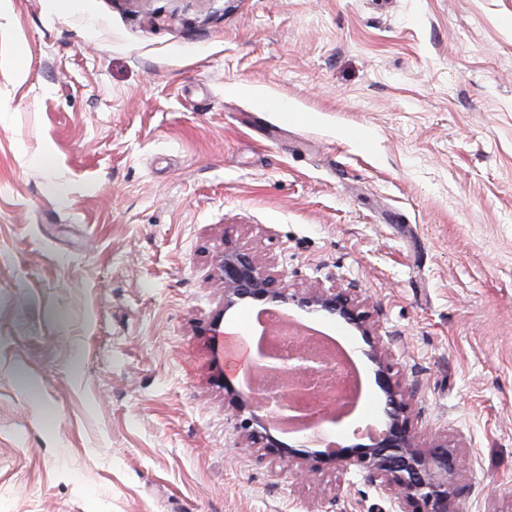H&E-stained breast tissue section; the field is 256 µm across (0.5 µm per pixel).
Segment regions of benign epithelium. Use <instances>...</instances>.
Returning <instances> with one entry per match:
<instances>
[{
	"mask_svg": "<svg viewBox=\"0 0 512 512\" xmlns=\"http://www.w3.org/2000/svg\"><path fill=\"white\" fill-rule=\"evenodd\" d=\"M215 265L224 288V311L213 322V330L220 329L225 312L255 302L270 305L268 313L292 303L309 313L332 317L354 327L367 344L383 401L384 429L367 443L327 455L282 443L271 434L278 428L275 418L299 419L308 427L336 423L343 417L344 397L338 391L332 396L326 393L324 378L332 367L308 346L298 345L287 357L275 348L255 354L252 362L253 373L275 379L268 388L245 393L233 378L223 376L224 401L242 440L250 447L269 449L304 474L319 469L321 463L345 471L354 466L393 496V512H455L453 481L465 469L466 456L448 442L430 440L412 429L416 384L394 372L388 347L357 289L334 285L292 289L284 272L257 254L233 247L224 248Z\"/></svg>",
	"mask_w": 512,
	"mask_h": 512,
	"instance_id": "benign-epithelium-1",
	"label": "benign epithelium"
}]
</instances>
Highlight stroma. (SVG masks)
<instances>
[{
  "instance_id": "stroma-1",
  "label": "stroma",
  "mask_w": 512,
  "mask_h": 512,
  "mask_svg": "<svg viewBox=\"0 0 512 512\" xmlns=\"http://www.w3.org/2000/svg\"><path fill=\"white\" fill-rule=\"evenodd\" d=\"M228 245L358 289L457 512H512V0H0V512H391L240 438ZM305 325L363 381L341 444L374 365Z\"/></svg>"
}]
</instances>
